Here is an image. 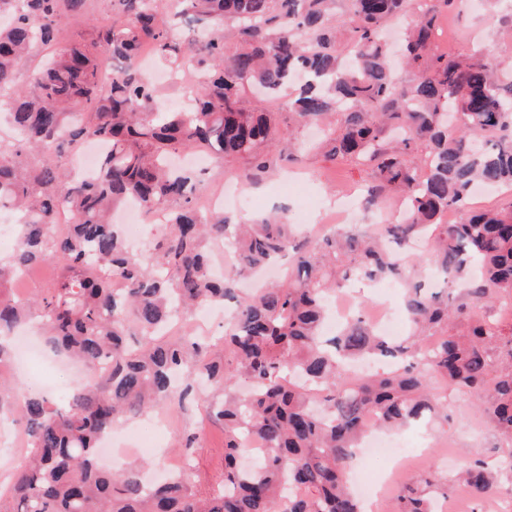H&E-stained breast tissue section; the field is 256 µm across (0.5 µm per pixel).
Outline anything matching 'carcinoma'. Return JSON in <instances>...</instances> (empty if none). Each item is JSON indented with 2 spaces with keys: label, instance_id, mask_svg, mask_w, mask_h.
I'll return each instance as SVG.
<instances>
[{
  "label": "carcinoma",
  "instance_id": "carcinoma-1",
  "mask_svg": "<svg viewBox=\"0 0 512 512\" xmlns=\"http://www.w3.org/2000/svg\"><path fill=\"white\" fill-rule=\"evenodd\" d=\"M85 2L0 0V13L13 15L0 28V119L12 131L0 138V208L25 216L9 260L0 259V332L31 322L84 367L107 359L111 368L65 400L22 399L25 448L0 484V512H362L346 464L364 417L381 429L446 425L445 389L477 397L511 442L512 329L504 333L492 310L512 296V205L476 210L469 198L477 184L512 186V74L490 54L434 50L456 0H175L166 23L157 0H113L112 22L90 43L54 51L18 84L21 64L52 46ZM409 11L403 58L414 78L402 83L383 32ZM145 46L175 71L193 56L204 81L192 111L165 108L136 65ZM109 57L126 66L106 87ZM297 73L307 80L281 106L323 127L328 158L370 169L367 209L386 194L403 199L392 222L299 241L282 213L250 223L202 215L193 174L168 165L175 153L204 152L220 167L244 162L241 177L254 183L294 160L277 113L247 98ZM89 141L104 147L99 170L77 182L61 158ZM128 201L167 214L146 256L108 220ZM60 205L75 216L67 236L51 230ZM450 208L456 224L442 223ZM226 239L236 262L219 280L208 250ZM418 239L430 243L448 292L406 289L407 340L390 341L362 317L323 335L336 290L354 276L407 279L400 249ZM41 264L57 266L55 278L15 295L14 281ZM219 302L231 304L224 353L188 330L167 333L176 318ZM360 356L397 367L353 375L347 364ZM183 377L213 391L208 415L224 424L221 488L201 495L187 470L150 485L147 463L101 467L98 444L112 426L164 409ZM250 435L264 452L242 468ZM459 480L482 512L496 492L487 463L471 461ZM446 494L431 473L400 489L395 512H438Z\"/></svg>",
  "mask_w": 512,
  "mask_h": 512
}]
</instances>
